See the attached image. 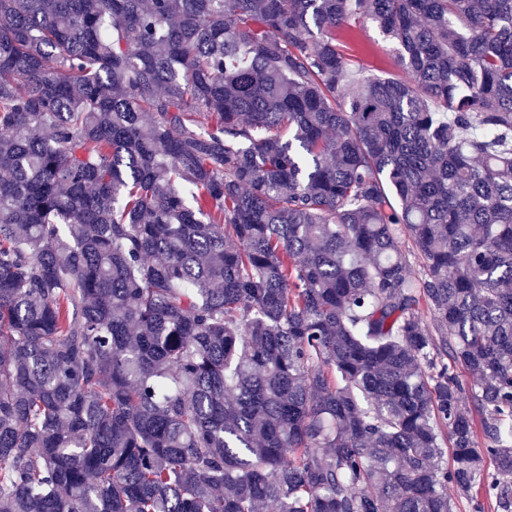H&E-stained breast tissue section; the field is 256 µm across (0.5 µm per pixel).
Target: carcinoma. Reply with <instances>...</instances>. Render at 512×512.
I'll return each mask as SVG.
<instances>
[{
	"instance_id": "carcinoma-1",
	"label": "carcinoma",
	"mask_w": 512,
	"mask_h": 512,
	"mask_svg": "<svg viewBox=\"0 0 512 512\" xmlns=\"http://www.w3.org/2000/svg\"><path fill=\"white\" fill-rule=\"evenodd\" d=\"M509 430L512 0H0V512H512ZM343 32L350 34L343 38V50L355 62L375 69L379 74L402 75L396 65L394 45L376 26L368 23L363 27L351 18L345 23Z\"/></svg>"
}]
</instances>
